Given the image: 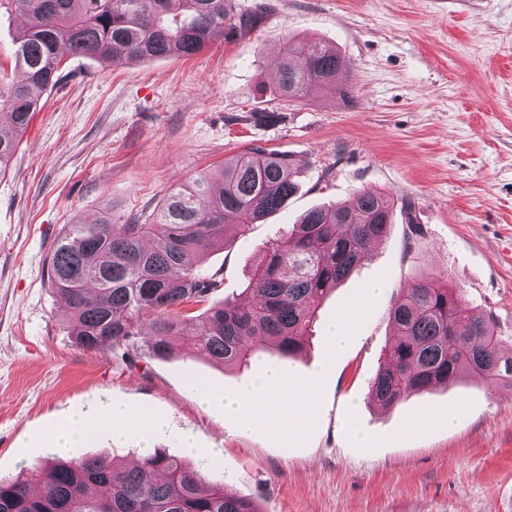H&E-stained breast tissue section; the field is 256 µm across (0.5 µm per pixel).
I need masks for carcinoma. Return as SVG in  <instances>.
<instances>
[{
    "label": "carcinoma",
    "mask_w": 512,
    "mask_h": 512,
    "mask_svg": "<svg viewBox=\"0 0 512 512\" xmlns=\"http://www.w3.org/2000/svg\"><path fill=\"white\" fill-rule=\"evenodd\" d=\"M22 16L15 66L21 79L0 82V173L39 108L40 93L59 80L60 51L117 64L190 57L209 43L256 28L263 13L239 14L233 0H0ZM337 51L286 38L274 79L278 98L301 99L319 85L329 93L346 76ZM290 155L253 147L172 190L151 222L69 224L47 261L49 287L74 322L85 349H121L134 360L141 339L166 359L178 343L226 368L246 365L276 339L283 357L303 347L314 305L352 275L386 237L396 210L379 190H360L344 205L311 208L267 244L249 282L253 301L226 300L193 319L174 310L202 303L220 286L200 268L209 248L247 234L296 192ZM397 339L370 384L383 408L428 392L462 374L487 386L512 385V353L502 352L491 321L460 305L448 277L425 276L391 309ZM39 493L26 478L0 479V512H261L246 498L211 484L177 457L155 453L129 466L88 456L48 459L34 467Z\"/></svg>",
    "instance_id": "obj_1"
}]
</instances>
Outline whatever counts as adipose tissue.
Masks as SVG:
<instances>
[{"label": "adipose tissue", "mask_w": 512, "mask_h": 512, "mask_svg": "<svg viewBox=\"0 0 512 512\" xmlns=\"http://www.w3.org/2000/svg\"><path fill=\"white\" fill-rule=\"evenodd\" d=\"M189 388L200 406L220 401L231 415L241 419L243 425L263 422L285 431L307 422L315 399L314 390L292 378L286 370L272 372L230 397L197 380L192 381Z\"/></svg>", "instance_id": "ef3b65f1"}]
</instances>
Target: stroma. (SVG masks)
<instances>
[{
  "instance_id": "1",
  "label": "stroma",
  "mask_w": 512,
  "mask_h": 512,
  "mask_svg": "<svg viewBox=\"0 0 512 512\" xmlns=\"http://www.w3.org/2000/svg\"><path fill=\"white\" fill-rule=\"evenodd\" d=\"M261 4L251 33L188 59L63 55L60 81L41 94L0 174V477L30 475L50 457L48 430L68 412L120 403L135 419L123 439L100 431L70 460L132 464L159 450L203 465L261 512H512V385L464 376L385 411L368 401L394 339L392 306L422 274L447 272L512 350V0H234L240 13ZM286 35L338 50L347 95L314 87L276 98ZM263 109L276 120H257ZM252 147L289 154L298 190L208 252L203 268L222 282L212 302L244 298L267 242L312 207L362 189L414 204L319 306L294 362L316 390L296 433L242 431L222 405L201 407L185 390L194 379L232 393L279 364L273 348L240 370L182 350L157 359L143 349L131 362L85 349L47 283L65 225L150 215L169 191ZM349 311L352 337L332 350L326 327ZM157 420L162 431L150 430ZM188 435L206 456L187 453Z\"/></svg>"
}]
</instances>
